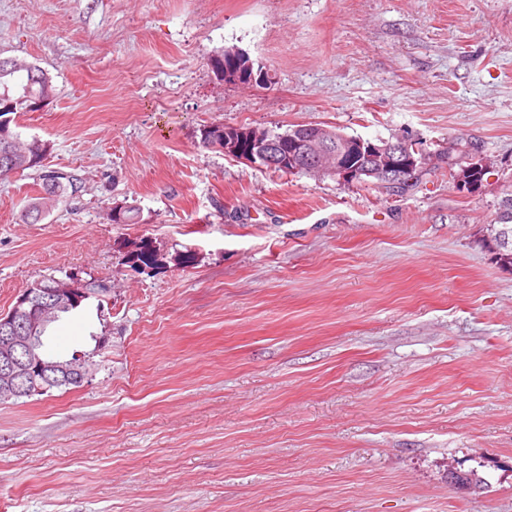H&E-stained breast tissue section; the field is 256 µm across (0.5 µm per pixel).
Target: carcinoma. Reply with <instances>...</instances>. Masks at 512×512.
Masks as SVG:
<instances>
[{
    "instance_id": "carcinoma-1",
    "label": "carcinoma",
    "mask_w": 512,
    "mask_h": 512,
    "mask_svg": "<svg viewBox=\"0 0 512 512\" xmlns=\"http://www.w3.org/2000/svg\"><path fill=\"white\" fill-rule=\"evenodd\" d=\"M55 95L51 78L39 66L18 57H0V180L10 174L33 169L38 172L41 195L31 199L26 217L36 219L51 209L65 193L75 194L80 186L72 176L44 165L49 144L38 138H21L11 123L20 112L36 109V101Z\"/></svg>"
}]
</instances>
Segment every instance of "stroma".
Here are the masks:
<instances>
[{
  "label": "stroma",
  "mask_w": 512,
  "mask_h": 512,
  "mask_svg": "<svg viewBox=\"0 0 512 512\" xmlns=\"http://www.w3.org/2000/svg\"><path fill=\"white\" fill-rule=\"evenodd\" d=\"M232 47L269 82L224 83ZM0 51L51 77L18 130L81 181L37 222L36 172L0 181V313L50 275L112 287L47 330L92 353L83 386L0 403V512H512V268L487 231L512 0H0ZM216 124L429 159L406 190L343 186L202 147ZM460 143L488 161L471 191Z\"/></svg>",
  "instance_id": "1"
}]
</instances>
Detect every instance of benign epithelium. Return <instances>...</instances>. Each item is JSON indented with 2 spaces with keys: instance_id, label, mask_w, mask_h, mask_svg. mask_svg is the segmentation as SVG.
Returning a JSON list of instances; mask_svg holds the SVG:
<instances>
[{
  "instance_id": "benign-epithelium-1",
  "label": "benign epithelium",
  "mask_w": 512,
  "mask_h": 512,
  "mask_svg": "<svg viewBox=\"0 0 512 512\" xmlns=\"http://www.w3.org/2000/svg\"><path fill=\"white\" fill-rule=\"evenodd\" d=\"M221 60L223 66L217 74L226 83L250 85L269 79L268 73L254 69L241 51L226 50ZM221 150L261 170H302L318 178L332 177L343 185L360 182L380 187L410 181L417 165L426 161V154L409 136L373 141L317 124L278 138L266 128L226 125ZM87 285L74 274L65 279L54 277L48 288L35 285L24 289L10 311L0 315V397L40 394L61 382L83 383L88 375L85 358L49 357L42 346V333L47 322L73 301L91 293L103 299L109 293L107 288L93 293Z\"/></svg>"
}]
</instances>
